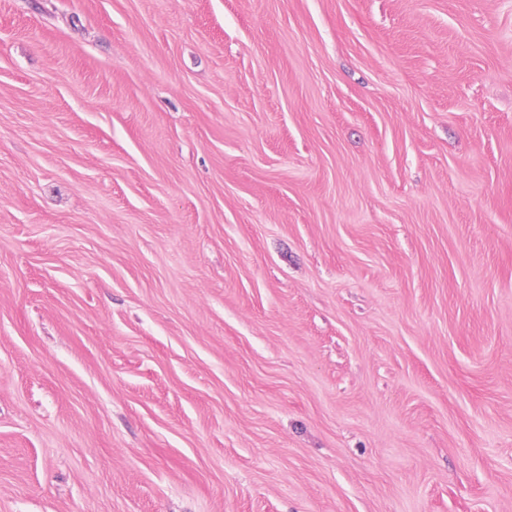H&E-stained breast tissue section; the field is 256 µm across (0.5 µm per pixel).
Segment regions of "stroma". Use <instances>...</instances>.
<instances>
[{
	"instance_id": "obj_1",
	"label": "stroma",
	"mask_w": 512,
	"mask_h": 512,
	"mask_svg": "<svg viewBox=\"0 0 512 512\" xmlns=\"http://www.w3.org/2000/svg\"><path fill=\"white\" fill-rule=\"evenodd\" d=\"M0 512H512V0H0Z\"/></svg>"
}]
</instances>
